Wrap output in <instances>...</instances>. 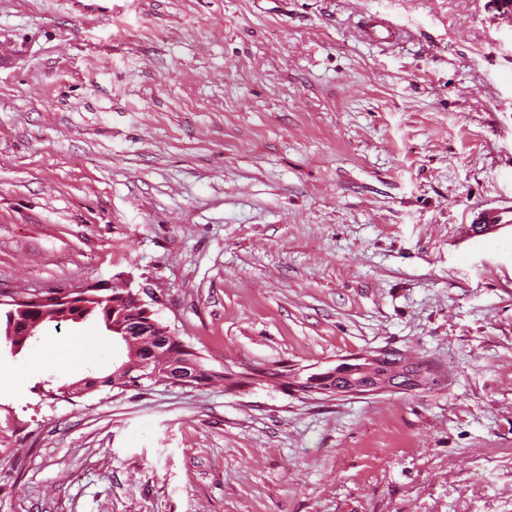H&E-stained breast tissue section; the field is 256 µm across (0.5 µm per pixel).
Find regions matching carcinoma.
I'll use <instances>...</instances> for the list:
<instances>
[{
	"label": "carcinoma",
	"instance_id": "obj_1",
	"mask_svg": "<svg viewBox=\"0 0 512 512\" xmlns=\"http://www.w3.org/2000/svg\"><path fill=\"white\" fill-rule=\"evenodd\" d=\"M77 319H93L107 329L110 328L112 322L121 319L129 326L139 328V332L150 334L148 338L145 336L132 337L134 341L140 339L144 341L143 352L139 358L148 364L147 370L132 373L126 371L118 375L112 372L106 376L95 377L85 381V387L89 390L97 386L111 388L138 386L147 376L150 377V381L155 383L161 380L165 381L171 378L172 362L179 361L190 364L189 370L192 371L197 384L219 381L224 383V387L233 389L260 376L266 381L276 380L305 395L331 396L335 394V391L330 389L334 383L333 373L330 369L318 373L314 379L309 376L303 378L285 366L261 369L245 376L210 370L204 366L194 348L183 340L176 338L169 340L163 346L158 344L160 337L155 335L154 326L151 324L153 317L147 315L146 310L137 305L129 292L123 288H114L110 294H101L98 288L90 286L72 298L55 297L41 304L29 305L24 309L17 304L13 308V313L5 312L0 316V337L4 339L5 346L9 348L22 346L27 340L30 342L35 340V337L10 335V326L13 322L22 324L38 334L48 323L69 320L73 322Z\"/></svg>",
	"mask_w": 512,
	"mask_h": 512
}]
</instances>
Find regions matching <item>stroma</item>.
Segmentation results:
<instances>
[{
	"instance_id": "obj_1",
	"label": "stroma",
	"mask_w": 512,
	"mask_h": 512,
	"mask_svg": "<svg viewBox=\"0 0 512 512\" xmlns=\"http://www.w3.org/2000/svg\"><path fill=\"white\" fill-rule=\"evenodd\" d=\"M504 0H0V300L130 285L213 370L410 350L432 389L143 381L0 357V512H512ZM388 16L406 38L363 41ZM473 236L492 235L510 228L512 237V210L508 207H481L474 211L469 222ZM473 224H476L472 227Z\"/></svg>"
}]
</instances>
